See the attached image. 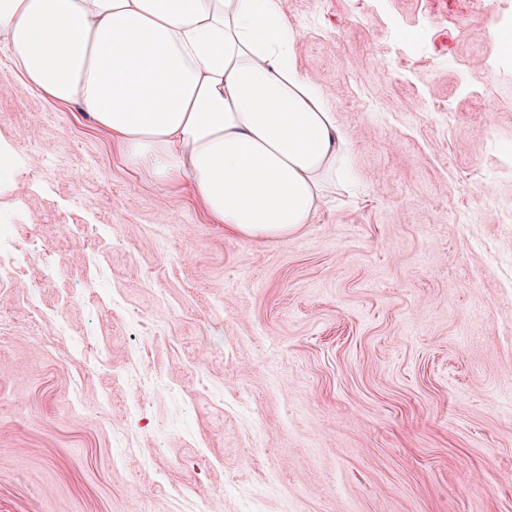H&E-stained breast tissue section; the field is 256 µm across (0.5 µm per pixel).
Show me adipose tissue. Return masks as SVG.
Listing matches in <instances>:
<instances>
[{"mask_svg":"<svg viewBox=\"0 0 512 512\" xmlns=\"http://www.w3.org/2000/svg\"><path fill=\"white\" fill-rule=\"evenodd\" d=\"M287 0H0V55L125 160L258 240L311 223L348 138L295 65Z\"/></svg>","mask_w":512,"mask_h":512,"instance_id":"1","label":"adipose tissue"}]
</instances>
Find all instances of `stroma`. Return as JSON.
Wrapping results in <instances>:
<instances>
[{
    "label": "stroma",
    "mask_w": 512,
    "mask_h": 512,
    "mask_svg": "<svg viewBox=\"0 0 512 512\" xmlns=\"http://www.w3.org/2000/svg\"><path fill=\"white\" fill-rule=\"evenodd\" d=\"M470 2L288 0L357 183L267 242L0 57V512H512V45ZM16 249H10L5 255L0 252V282H17L23 276L20 258Z\"/></svg>",
    "instance_id": "obj_1"
}]
</instances>
